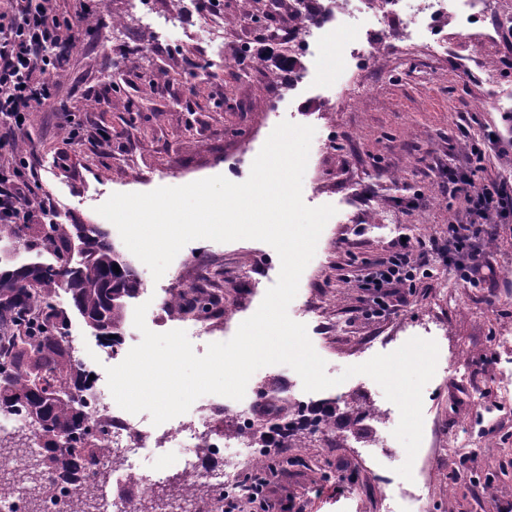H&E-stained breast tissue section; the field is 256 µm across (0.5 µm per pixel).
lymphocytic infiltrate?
Segmentation results:
<instances>
[{"instance_id":"f902f5d3","label":"lymphocytic infiltrate","mask_w":512,"mask_h":512,"mask_svg":"<svg viewBox=\"0 0 512 512\" xmlns=\"http://www.w3.org/2000/svg\"><path fill=\"white\" fill-rule=\"evenodd\" d=\"M58 0H0V119L11 127V137L25 134L33 112L54 106L60 61L50 53L70 47L83 37L87 15L69 17L60 12ZM492 134L467 144L469 166L449 177L451 195L460 197L471 217L469 223L448 227V259L460 279L471 286L494 287L499 274L475 240L480 225L512 211V182L478 180L477 164L485 157ZM27 181L18 176L16 161L0 157V223L28 224L34 218L52 223L56 207L49 195L33 200ZM425 242L397 241L389 254L362 264L359 283L372 295L370 312L380 315L407 304L406 286L416 275L430 276L427 263L418 262Z\"/></svg>"}]
</instances>
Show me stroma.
<instances>
[{"instance_id": "1", "label": "stroma", "mask_w": 512, "mask_h": 512, "mask_svg": "<svg viewBox=\"0 0 512 512\" xmlns=\"http://www.w3.org/2000/svg\"><path fill=\"white\" fill-rule=\"evenodd\" d=\"M101 26L65 57L56 91L58 109L36 112L24 140L37 174L35 196L50 194L61 224H97L119 253L116 227L97 212L115 193L149 192L222 175L244 182L272 130L282 121L314 127L302 198L332 205L313 259L305 268L289 316L307 327L330 376L413 337L439 347L436 372L423 391V440L412 480L396 472L406 459L393 431L399 410L380 386L356 375L314 393V400L358 395L380 419L366 436L349 431H300L305 445L282 452L289 464L270 475L274 512H512V212L486 225L484 251L499 272L493 288H471L448 267L439 248L450 224L466 219L451 197L448 174L464 164L466 138L496 131L512 141V75L488 77L486 67L511 52L502 33L512 26V0H481L480 37L449 29L442 55L398 44L356 78L342 53L356 30L331 34L301 80L288 71L263 79L292 46L251 34V55L239 66L214 68L201 39L210 23L197 0H155L158 14L177 9L180 24L158 36L128 0H100ZM125 19L112 36V18ZM163 71L148 97L141 75ZM92 136L67 144L71 129ZM403 235L437 244L433 275L417 280L408 306L382 317L366 315V291L356 269L386 256ZM142 288L127 310L147 304L146 324L163 333L184 330L196 354L231 339L278 279L281 263L255 240L186 244L161 279L130 257ZM207 283L224 300V320L198 324L165 313L164 293ZM69 330L85 359L112 366L96 331L74 310Z\"/></svg>"}]
</instances>
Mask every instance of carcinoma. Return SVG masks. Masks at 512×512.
<instances>
[{
	"label": "carcinoma",
	"instance_id": "carcinoma-1",
	"mask_svg": "<svg viewBox=\"0 0 512 512\" xmlns=\"http://www.w3.org/2000/svg\"><path fill=\"white\" fill-rule=\"evenodd\" d=\"M78 241L83 249L81 260L74 265L72 251ZM26 246L53 255L56 263H40L33 269L23 265L0 268V412L21 408L31 426L21 441L0 442V454L30 456L28 471L11 481L32 484V512H38V477L51 471L72 480L81 469L95 465L96 457L108 453L92 440L94 432L87 425L86 411L78 414L61 399L68 391H81L86 375L72 346L63 340L62 329L69 317L56 303L57 290L64 288L77 311L107 340L122 329L126 300L138 294L142 283L108 234L90 224H42L37 237ZM115 265L119 270H113ZM207 303L195 289L185 288L172 293L170 312L196 309L205 313ZM355 409L377 416L375 408L359 397L352 399L345 412L333 402L325 403L311 419L291 404L279 409L276 424L281 447L293 444L306 423L315 427L335 420L341 428L365 432ZM36 437L44 449L40 455L29 451L30 441ZM58 439L65 440L68 447H57Z\"/></svg>",
	"mask_w": 512,
	"mask_h": 512
}]
</instances>
